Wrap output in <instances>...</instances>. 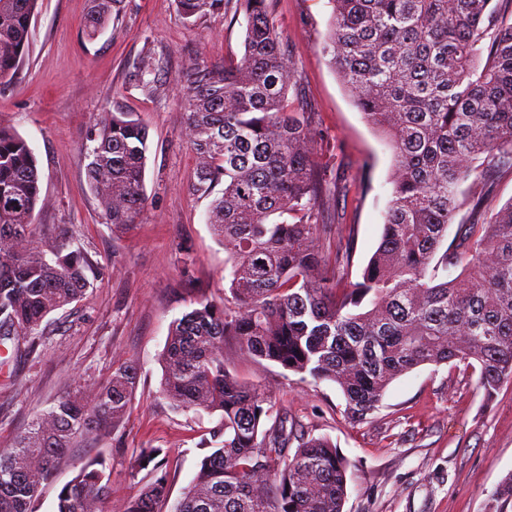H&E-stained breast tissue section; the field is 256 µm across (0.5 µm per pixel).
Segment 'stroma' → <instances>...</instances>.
<instances>
[{"label": "stroma", "instance_id": "35a3bbf8", "mask_svg": "<svg viewBox=\"0 0 512 512\" xmlns=\"http://www.w3.org/2000/svg\"><path fill=\"white\" fill-rule=\"evenodd\" d=\"M89 7V0H40L29 52L0 91V126L27 140L39 162L44 204L36 222L67 231L89 259L92 283L81 301L46 319L32 353L0 368V448L72 388L105 384L114 368L133 364L137 387L123 421L110 435L78 439L43 490L39 512H55L59 486L93 456L107 465L105 512H116L152 477L151 469H129L143 448L162 449L166 458L170 502L160 512H170L198 469L202 433L217 419L171 406L161 392V354L174 319L201 301L223 304L226 258L206 222L209 201L192 190L195 156L181 136L177 81L198 62L240 57L245 22L237 0L196 26L184 22L175 0H122L119 16L90 37ZM271 10L296 64L288 97L311 113L330 147L321 162L340 178V189L320 202L321 221L357 230L348 275L355 281L380 241L393 153L321 51L329 0H273ZM149 52L164 66L145 88L134 73ZM107 108L131 113L149 130L146 203L125 234L106 224L86 182L85 144ZM224 361L265 388L296 434L329 437L349 460L344 512H487L490 493L512 473V383L486 398L465 364L400 376L380 410L356 425L345 419L334 384L300 380L231 346Z\"/></svg>", "mask_w": 512, "mask_h": 512}]
</instances>
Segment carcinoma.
<instances>
[{
  "label": "carcinoma",
  "instance_id": "obj_1",
  "mask_svg": "<svg viewBox=\"0 0 512 512\" xmlns=\"http://www.w3.org/2000/svg\"><path fill=\"white\" fill-rule=\"evenodd\" d=\"M89 34L121 0H91ZM322 52L364 119L394 150L380 242L358 281L348 280L355 225L320 223L323 152L308 112L288 98L295 63L269 0H239L243 54L224 68L203 62L178 81L183 135L196 157L193 191L209 196L208 224L223 244L224 305L201 303L176 319L162 354L161 391L178 410L218 416L201 434L212 447L172 512H343L348 465L326 436L298 446L288 415L231 372L224 347L332 383L344 415L364 422L389 385L421 366L479 369L485 397L512 382V200L490 217L483 202L512 172V23L493 0H330ZM188 25L224 0H176ZM39 0H0V90L18 74ZM87 147L89 190L113 229L145 204L146 127L105 111ZM38 160L0 127V346L33 351L49 315L80 301L91 281L81 249L39 235ZM469 209V223L448 227ZM336 237V250L325 242ZM137 370L121 365L92 402L67 394L0 449V512H38L45 485L79 436L122 421ZM160 449L131 457L153 477L121 512H158L168 496ZM106 460H84L57 494L56 512H90L109 497ZM512 512V474L491 494Z\"/></svg>",
  "mask_w": 512,
  "mask_h": 512
}]
</instances>
